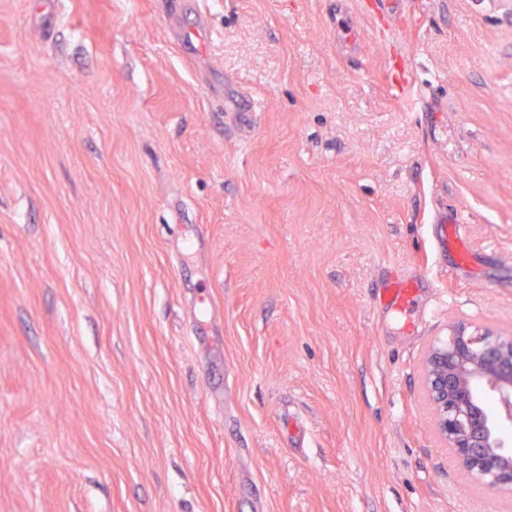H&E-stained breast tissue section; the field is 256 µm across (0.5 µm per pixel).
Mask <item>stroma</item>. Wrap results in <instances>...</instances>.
Segmentation results:
<instances>
[{"label":"stroma","instance_id":"35a3bbf8","mask_svg":"<svg viewBox=\"0 0 512 512\" xmlns=\"http://www.w3.org/2000/svg\"><path fill=\"white\" fill-rule=\"evenodd\" d=\"M170 2L0 0V512H512L421 385L512 333V0ZM465 222V214L458 209L444 212L436 219V224H440L436 237L437 247L440 252H454L458 267L464 264L467 256L465 238L462 235ZM417 288L416 281L391 273L384 287L380 288L377 299L383 306L390 307L396 315L406 317Z\"/></svg>","mask_w":512,"mask_h":512}]
</instances>
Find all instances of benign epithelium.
I'll use <instances>...</instances> for the list:
<instances>
[{"label": "benign epithelium", "instance_id": "obj_1", "mask_svg": "<svg viewBox=\"0 0 512 512\" xmlns=\"http://www.w3.org/2000/svg\"><path fill=\"white\" fill-rule=\"evenodd\" d=\"M421 381L433 434L456 465L512 491V334L451 326L427 350Z\"/></svg>", "mask_w": 512, "mask_h": 512}]
</instances>
